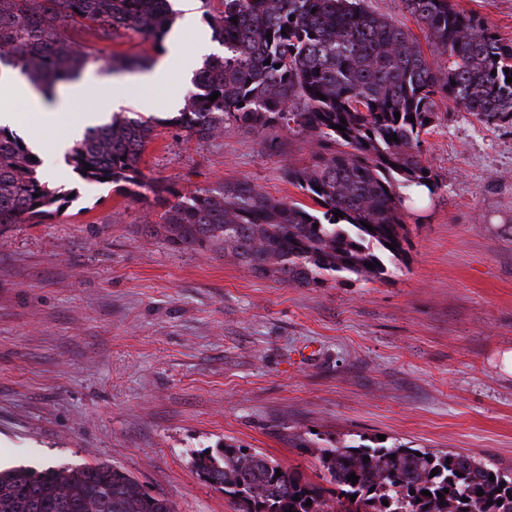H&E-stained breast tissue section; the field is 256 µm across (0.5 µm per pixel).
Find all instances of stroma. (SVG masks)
<instances>
[{
    "label": "stroma",
    "mask_w": 512,
    "mask_h": 512,
    "mask_svg": "<svg viewBox=\"0 0 512 512\" xmlns=\"http://www.w3.org/2000/svg\"><path fill=\"white\" fill-rule=\"evenodd\" d=\"M512 39V0H455ZM174 24L161 45L133 33L79 32L103 58L162 61L173 39L212 36L207 11ZM124 111L145 97L185 102L172 73L110 74ZM421 145L437 188L404 199L408 240L383 279L327 278L288 287L220 251L179 250L144 233L175 193L247 180L303 200L286 168L318 146L281 124L188 137L169 112L139 164L160 193L88 184L67 163L52 185L74 190L64 211L0 235V451L13 467L104 462L176 512H234L201 480L197 451L229 442L308 476L318 451L291 436L344 442L384 436L411 448L466 450L512 469V123L485 124L451 102Z\"/></svg>",
    "instance_id": "1"
}]
</instances>
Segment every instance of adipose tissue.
<instances>
[{
	"label": "adipose tissue",
	"mask_w": 512,
	"mask_h": 512,
	"mask_svg": "<svg viewBox=\"0 0 512 512\" xmlns=\"http://www.w3.org/2000/svg\"><path fill=\"white\" fill-rule=\"evenodd\" d=\"M96 84L99 105L96 111L76 110L75 101L80 100L89 84ZM70 102L67 105L50 108L43 106L34 96L29 86L14 74L0 76V125L13 128L20 127L21 122L16 112L18 104H28L32 111L38 112L42 122L50 124L62 133L63 140L80 135L86 127L101 123L105 114L116 110L120 98L110 95L105 81L97 80L95 75L86 74L69 87Z\"/></svg>",
	"instance_id": "adipose-tissue-1"
}]
</instances>
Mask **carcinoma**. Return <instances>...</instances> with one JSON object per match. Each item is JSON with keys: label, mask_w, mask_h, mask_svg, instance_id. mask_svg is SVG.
<instances>
[{"label": "carcinoma", "mask_w": 512, "mask_h": 512, "mask_svg": "<svg viewBox=\"0 0 512 512\" xmlns=\"http://www.w3.org/2000/svg\"><path fill=\"white\" fill-rule=\"evenodd\" d=\"M221 4L209 23L224 53L210 56L196 73L194 84L208 91L190 96L176 123L199 141L231 125L259 130L278 122L309 134L319 150L310 164L288 168L286 177L312 205L276 199L247 180L224 182L178 196L160 215L169 244L220 248L251 272L289 287H317L341 273L383 278L380 254L401 259L407 240L396 185L430 193L437 187L419 154L421 135L436 118V100L446 99L484 123L512 122V82H506L512 76V40L495 36L482 18L456 9L452 0H403L448 57L437 69L409 30L370 9L366 0ZM173 23L169 0H0V71L18 72L53 102L98 61L76 41L74 30L104 38L131 30L159 46ZM214 92L220 96L212 102ZM342 119L344 132L335 129ZM154 132L152 119L115 113L86 130L66 163L88 183L106 177L147 189L139 162ZM393 134L398 141L391 140ZM41 166L16 131L0 126L1 234L70 202L72 191L51 186ZM294 444L318 449L323 482L230 443L208 455L198 452L193 467L230 499L235 512H512V471L468 452L361 438L320 443L300 435ZM435 468L439 473L433 476ZM352 473L359 476L355 484L348 481ZM480 490L484 495H476ZM0 512L176 509L118 467L79 463L0 470Z\"/></svg>", "instance_id": "obj_1"}]
</instances>
